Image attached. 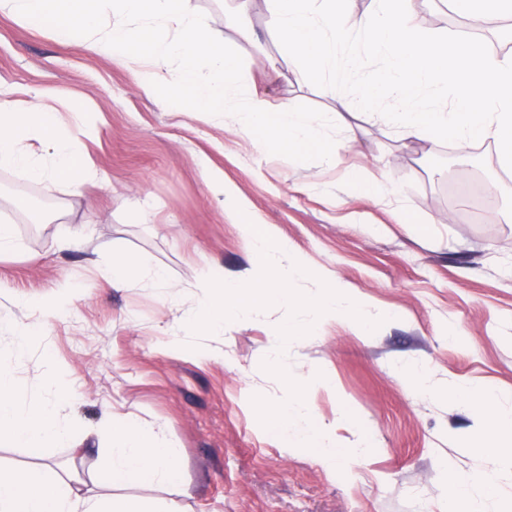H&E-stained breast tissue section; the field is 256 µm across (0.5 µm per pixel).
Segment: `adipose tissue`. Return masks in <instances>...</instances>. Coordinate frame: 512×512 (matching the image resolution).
Returning <instances> with one entry per match:
<instances>
[{"mask_svg":"<svg viewBox=\"0 0 512 512\" xmlns=\"http://www.w3.org/2000/svg\"><path fill=\"white\" fill-rule=\"evenodd\" d=\"M0 12L34 30H47L53 39L73 45L85 55L104 58L129 69L138 90L156 98L167 111L196 115L229 109V92L247 87L244 101L232 108L255 145L268 142L293 153H317L344 163L345 143L354 141V127L341 138L319 131V121L291 100L270 99L251 89V73L241 59L224 48L192 0H0ZM93 133L87 109L69 102L48 103L39 92L30 101L0 98V169L21 181L46 188L60 184L79 187L106 182V175L84 149ZM118 288L129 280L165 286L166 276L139 257L127 254L108 262L101 271ZM11 340L0 349V441L23 448L67 444L72 433L68 418L58 412L73 398L72 381L55 364H47L40 404L25 403V389L13 367L17 353L28 349L37 335L35 325H13ZM448 395L461 403H476L482 426L497 432L499 441L487 453L512 470V411L500 408L493 389L453 383ZM103 428L110 478L117 486L151 488L179 477L178 457L165 429L137 419L105 418ZM0 512H178L175 503L146 498L97 496L81 493L71 478L44 469L0 466Z\"/></svg>","mask_w":512,"mask_h":512,"instance_id":"ef3b65f1","label":"adipose tissue"}]
</instances>
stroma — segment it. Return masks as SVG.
Instances as JSON below:
<instances>
[{
  "instance_id": "obj_1",
  "label": "stroma",
  "mask_w": 512,
  "mask_h": 512,
  "mask_svg": "<svg viewBox=\"0 0 512 512\" xmlns=\"http://www.w3.org/2000/svg\"><path fill=\"white\" fill-rule=\"evenodd\" d=\"M193 3L262 79L265 57L277 49L263 0L251 14L262 55L225 27L220 0ZM0 84L21 100L37 89L84 104L95 127L86 150L109 178L77 193L49 191L0 169V201L25 204L12 216L23 250L0 257V326L43 323L40 342L16 364L17 377L28 402L39 401L50 358L78 391L75 402L61 406L74 423L71 447L6 443L1 465L47 464L84 489L112 493L101 431V417L110 413L167 424L181 461L177 484L124 493L172 500L182 512H448L452 474L468 481L482 512H512V472L501 473L496 491L486 494L478 478L496 463L472 447L489 436L445 390L453 380L486 384L501 408L512 410V173L499 168L493 143L464 157L437 139L406 145L385 121L341 109L332 94L297 85L291 74L269 85L272 96L325 116L330 136L356 126L349 165L365 180H394L402 195L374 201L326 157L274 144L257 149L230 113L206 120L163 111L126 69L2 13ZM206 164L223 171L247 216L275 225L311 270L330 273L388 311L371 335L323 325L283 358L289 372L332 378L333 390L310 394L311 426L334 424L343 446L364 438L363 457L346 452L329 466L318 450L259 423L252 396L275 399L284 389L261 363L286 307H271L223 336L186 331L169 344L175 320L196 307L193 285L203 268L242 283L259 264L237 216L207 187ZM144 203L150 215L133 222ZM76 228L88 232L81 248L59 251V238ZM124 254L160 267L173 290L135 281L112 287L97 268ZM66 282L76 290L73 306L41 316L39 303ZM20 296L29 308L16 306ZM400 363L415 366L432 390L416 389L397 371Z\"/></svg>"
}]
</instances>
